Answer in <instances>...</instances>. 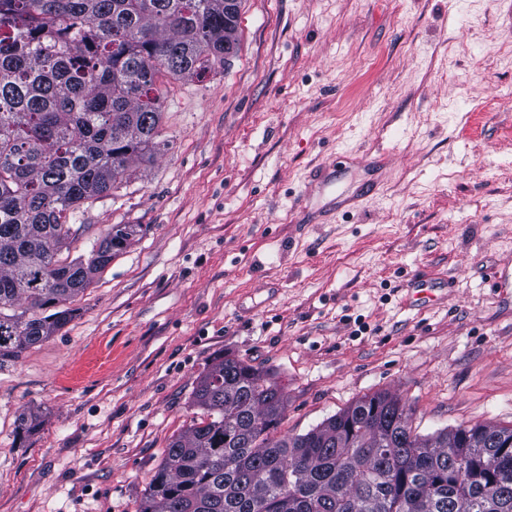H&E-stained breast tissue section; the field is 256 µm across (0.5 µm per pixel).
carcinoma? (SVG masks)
<instances>
[{
	"label": "carcinoma",
	"instance_id": "obj_1",
	"mask_svg": "<svg viewBox=\"0 0 512 512\" xmlns=\"http://www.w3.org/2000/svg\"><path fill=\"white\" fill-rule=\"evenodd\" d=\"M239 18L227 0H0V364L68 324L74 298L142 231L113 224L88 254L62 257L69 214L167 146L159 78L224 67ZM286 408L267 373L216 358L140 512H512V428L423 437L379 392L276 437ZM39 427L23 411L16 435Z\"/></svg>",
	"mask_w": 512,
	"mask_h": 512
}]
</instances>
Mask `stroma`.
I'll list each match as a JSON object with an SVG mask.
<instances>
[{"label": "stroma", "mask_w": 512, "mask_h": 512, "mask_svg": "<svg viewBox=\"0 0 512 512\" xmlns=\"http://www.w3.org/2000/svg\"><path fill=\"white\" fill-rule=\"evenodd\" d=\"M238 35L227 71L158 80L168 148L71 218L73 258L145 230L0 366V512H139L223 355L281 384L282 435L378 392L423 436L512 427V0H243Z\"/></svg>", "instance_id": "stroma-1"}]
</instances>
